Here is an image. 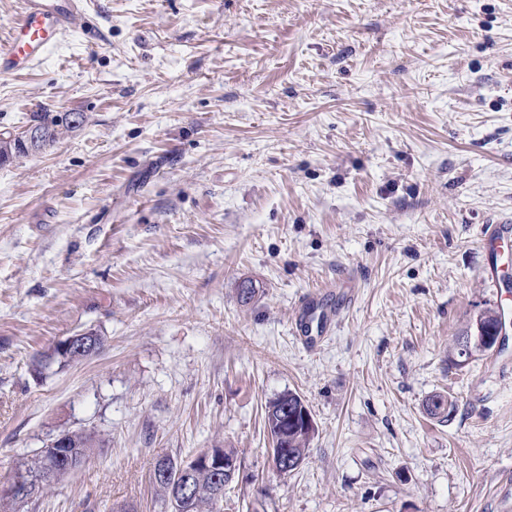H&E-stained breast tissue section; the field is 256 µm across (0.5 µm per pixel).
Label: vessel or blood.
I'll return each mask as SVG.
<instances>
[{
  "label": "vessel or blood",
  "mask_w": 512,
  "mask_h": 512,
  "mask_svg": "<svg viewBox=\"0 0 512 512\" xmlns=\"http://www.w3.org/2000/svg\"><path fill=\"white\" fill-rule=\"evenodd\" d=\"M79 24H93L80 0H22L10 23L8 39L0 43V74L32 68L61 36ZM331 295L327 289L301 302L293 331L307 348H315L336 328V311L325 303Z\"/></svg>",
  "instance_id": "vessel-or-blood-1"
}]
</instances>
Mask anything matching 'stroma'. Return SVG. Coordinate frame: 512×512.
Listing matches in <instances>:
<instances>
[{"label": "stroma", "instance_id": "1", "mask_svg": "<svg viewBox=\"0 0 512 512\" xmlns=\"http://www.w3.org/2000/svg\"><path fill=\"white\" fill-rule=\"evenodd\" d=\"M85 6L97 42L0 74V131L87 117L0 165V480L61 432L98 444L10 512H170L156 460L206 448L240 459L221 512H512V333L453 354L512 311L481 242L512 219V0ZM350 280L307 350L300 299ZM86 329L100 353L33 379ZM287 391L315 434L284 476L265 411ZM30 121L41 131V140L36 148V151H40L53 146L63 136L75 131L86 121V116L73 112H36L32 114Z\"/></svg>", "mask_w": 512, "mask_h": 512}]
</instances>
